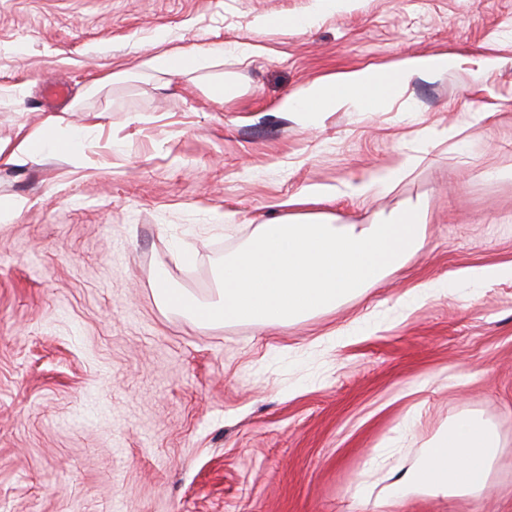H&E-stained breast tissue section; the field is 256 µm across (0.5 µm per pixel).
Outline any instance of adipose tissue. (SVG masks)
Returning a JSON list of instances; mask_svg holds the SVG:
<instances>
[{
    "label": "adipose tissue",
    "mask_w": 512,
    "mask_h": 512,
    "mask_svg": "<svg viewBox=\"0 0 512 512\" xmlns=\"http://www.w3.org/2000/svg\"><path fill=\"white\" fill-rule=\"evenodd\" d=\"M201 53L188 50L149 54L143 68L164 75H185L203 66ZM448 54L404 58L388 69L369 66L319 80L279 103L283 112L311 116L343 106L377 112L414 77H435L448 71ZM494 429L477 416L465 414L433 436L410 466L395 461L389 448L374 449L367 470L353 486L352 496L377 508L404 502L409 496L437 499H477L483 494L497 459Z\"/></svg>",
    "instance_id": "obj_1"
}]
</instances>
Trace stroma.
<instances>
[{
	"mask_svg": "<svg viewBox=\"0 0 512 512\" xmlns=\"http://www.w3.org/2000/svg\"><path fill=\"white\" fill-rule=\"evenodd\" d=\"M313 7L0 0V147L51 122L85 129L71 152L0 163V206L25 201L0 218V512H374L351 496L370 449L412 462L463 414L500 439L482 499L396 512H512V280L465 277L512 263V0H360L274 23ZM189 47L207 55L197 72L141 67ZM444 53L453 70L383 111L309 125L278 109L328 74ZM215 80L232 90L221 105ZM407 155L390 190L352 195ZM413 207L424 249L331 311L204 326L157 300L161 269L210 297L255 225ZM430 282L446 288L408 302ZM357 2L358 0H321L316 4L314 13L295 19L292 25L298 28L310 27L314 23L317 16L324 11H349L356 6Z\"/></svg>",
	"mask_w": 512,
	"mask_h": 512,
	"instance_id": "35a3bbf8",
	"label": "stroma"
}]
</instances>
